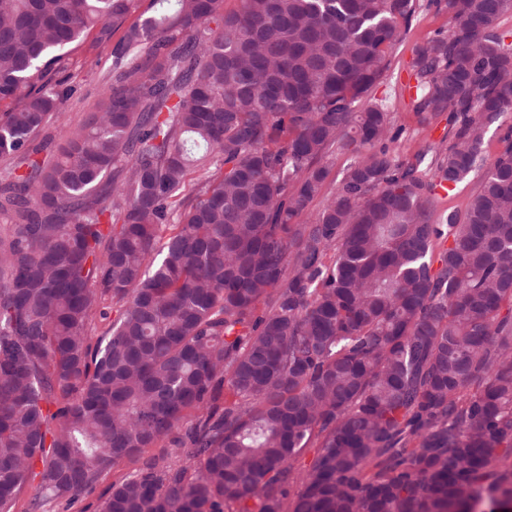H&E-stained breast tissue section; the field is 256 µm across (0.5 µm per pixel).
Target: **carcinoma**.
<instances>
[{"mask_svg":"<svg viewBox=\"0 0 512 512\" xmlns=\"http://www.w3.org/2000/svg\"><path fill=\"white\" fill-rule=\"evenodd\" d=\"M137 2L0 0V512L126 460L101 512L512 499V130L484 151L512 0H151L129 24ZM425 5L451 27L411 104L448 130L410 160L370 95ZM120 28L100 110L39 159L72 95L47 73ZM481 169L438 222L436 187ZM352 159L350 156L333 152L329 155L324 163L328 170V176L325 183V190L328 193L335 185L336 180H338L344 169L351 163Z\"/></svg>","mask_w":512,"mask_h":512,"instance_id":"carcinoma-1","label":"carcinoma"}]
</instances>
